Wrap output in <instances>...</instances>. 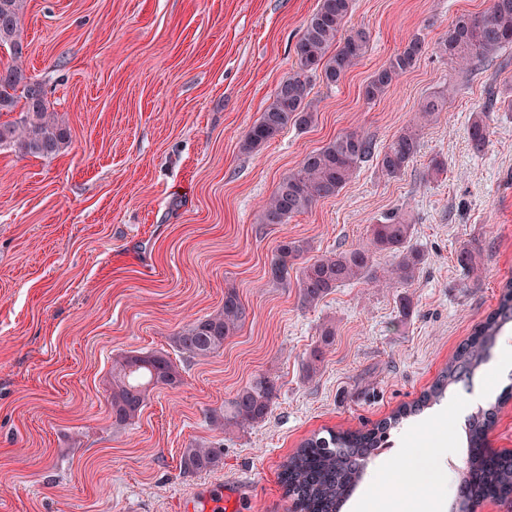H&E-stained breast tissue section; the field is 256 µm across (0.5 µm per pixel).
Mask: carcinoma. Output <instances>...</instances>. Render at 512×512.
I'll return each mask as SVG.
<instances>
[{
    "mask_svg": "<svg viewBox=\"0 0 512 512\" xmlns=\"http://www.w3.org/2000/svg\"><path fill=\"white\" fill-rule=\"evenodd\" d=\"M25 0H0V47L9 49L11 63L0 67V115L15 111L19 117L0 121V147H9L22 155L54 158L70 142V132L49 111L43 84L26 74L22 58L24 31L22 17ZM352 0H319L295 44L297 70L277 87L271 102L248 130L241 148L259 150L289 126H308L314 121L310 94L312 78L327 86L338 83L367 53L370 35L363 28L347 27ZM512 47V0H493L480 15L462 14L448 26L438 43L441 58L462 65L474 75L488 60ZM423 51L420 37H411L404 47L376 70L363 88L368 102L381 98L397 78L410 69ZM444 96L423 101L419 117L430 122L443 111ZM489 99L485 110L474 113L469 126L472 147L480 151L487 142ZM373 140L353 130L337 136L320 149L306 155L297 169L283 178L262 208L260 223L285 224L292 217L312 209L321 198L333 197L353 177L357 167L374 154ZM420 151L418 129L410 126L399 133L379 154L378 166L389 178L400 176ZM413 225L402 215L391 213L370 225L367 244L341 252L322 255L300 268L297 284L301 303L312 307L339 286L352 281H379L408 285L414 281L424 255L410 245ZM302 240L285 239L277 247L271 262L273 279L288 275V264L309 252ZM387 253L395 259L383 278L373 273L376 254ZM459 265L479 272V250L462 247ZM246 318L245 308L233 290L224 294V307L182 327L172 343L192 356H210L224 348V341L235 335ZM512 322V280L503 285L498 307L475 329L469 339L440 372L420 400L395 411L377 427L365 432L327 431L306 439L283 465L282 482L286 493L294 497L297 512H338L341 504L361 482L365 461L381 446L390 430L409 417L439 402L448 388L470 377L486 365L505 326ZM336 335L333 323L320 327L319 344L310 352L304 374L311 378L320 367L323 353ZM183 382L182 369L167 353L127 351L112 359L110 398L112 428L124 429L139 417L150 390L176 388ZM277 396L274 381L259 376L241 388L224 404V409L207 414V423L219 430L244 429L264 420ZM512 398L504 391L495 402L478 410L465 430V464L455 482V512H472L483 499L512 492V458H503L487 447V432L498 407ZM220 454L212 445L192 443L182 450L181 466L191 473L217 468Z\"/></svg>",
    "mask_w": 512,
    "mask_h": 512,
    "instance_id": "1",
    "label": "carcinoma"
}]
</instances>
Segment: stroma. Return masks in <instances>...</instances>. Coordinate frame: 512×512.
<instances>
[{
  "label": "stroma",
  "instance_id": "stroma-1",
  "mask_svg": "<svg viewBox=\"0 0 512 512\" xmlns=\"http://www.w3.org/2000/svg\"><path fill=\"white\" fill-rule=\"evenodd\" d=\"M319 0H26L24 66L70 131L54 158L0 149V512H291L279 479L299 445L326 429L367 430L417 401L512 279V48L468 76L440 58L453 18L492 0H353L365 56L334 86L314 81L315 119L260 150L240 144L281 81ZM420 36L423 56L381 100L362 90ZM447 105L421 128L420 151L396 178L365 159L337 196L285 224L259 223L280 181L308 153L354 129L377 151L412 125L428 96ZM489 135L468 128L489 94ZM444 170L432 174V159ZM414 226L424 255L412 285L347 283L301 306L298 266L286 283L270 262L284 238L310 257L366 243L389 213ZM478 245L482 272L456 259ZM242 328L208 357L180 355L183 383L150 392L136 420L112 430V359L171 351L172 336L216 312L227 289ZM334 322L320 371L302 365ZM279 395L264 421L210 430L255 377ZM512 385L490 360L452 397ZM464 418L435 408L391 431L341 512L387 490L404 507L422 496L452 505ZM223 443L218 469L184 473L188 444Z\"/></svg>",
  "mask_w": 512,
  "mask_h": 512
}]
</instances>
